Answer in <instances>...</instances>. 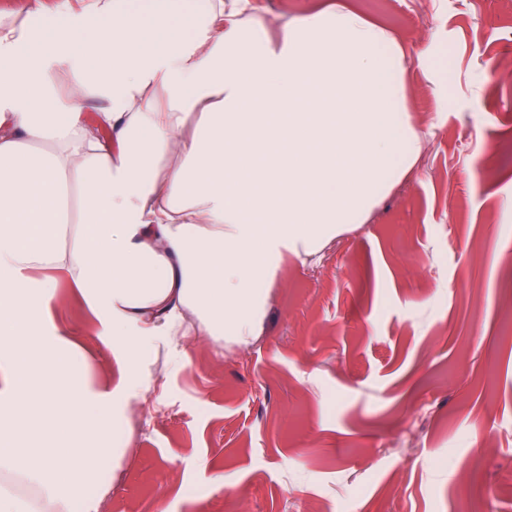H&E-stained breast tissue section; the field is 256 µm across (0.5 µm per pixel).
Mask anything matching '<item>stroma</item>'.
Returning <instances> with one entry per match:
<instances>
[{
	"label": "stroma",
	"instance_id": "stroma-1",
	"mask_svg": "<svg viewBox=\"0 0 512 512\" xmlns=\"http://www.w3.org/2000/svg\"><path fill=\"white\" fill-rule=\"evenodd\" d=\"M349 2L405 49L421 157L365 223L288 257L247 353L158 358L100 512H512V0ZM57 291L90 378L115 382Z\"/></svg>",
	"mask_w": 512,
	"mask_h": 512
}]
</instances>
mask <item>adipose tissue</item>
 <instances>
[{
    "label": "adipose tissue",
    "mask_w": 512,
    "mask_h": 512,
    "mask_svg": "<svg viewBox=\"0 0 512 512\" xmlns=\"http://www.w3.org/2000/svg\"><path fill=\"white\" fill-rule=\"evenodd\" d=\"M251 0L201 11L27 0L0 11V512H69L161 351L258 336L286 254L365 223L416 164L407 58L326 0L269 34ZM95 121H87V112ZM111 343L78 374L54 275Z\"/></svg>",
    "instance_id": "ef3b65f1"
}]
</instances>
